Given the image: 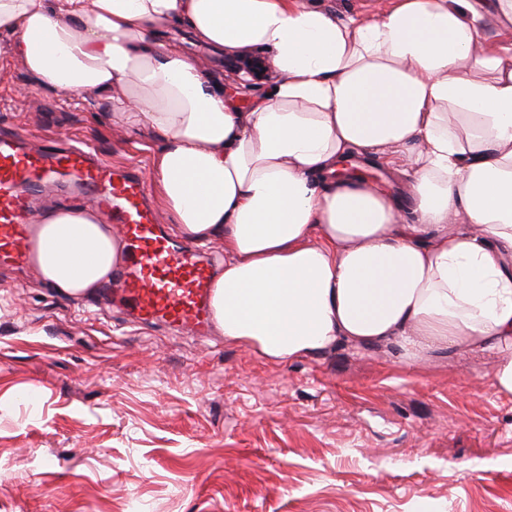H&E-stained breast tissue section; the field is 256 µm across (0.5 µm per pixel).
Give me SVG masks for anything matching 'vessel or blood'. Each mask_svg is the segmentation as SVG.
<instances>
[{
    "label": "vessel or blood",
    "instance_id": "vessel-or-blood-1",
    "mask_svg": "<svg viewBox=\"0 0 512 512\" xmlns=\"http://www.w3.org/2000/svg\"><path fill=\"white\" fill-rule=\"evenodd\" d=\"M52 190L95 202L104 222L122 234L127 249L113 274L116 301L142 321L207 334L211 274L196 246L175 244L161 229L136 173L81 147L27 146L18 137L0 138L1 257L26 264L31 213Z\"/></svg>",
    "mask_w": 512,
    "mask_h": 512
}]
</instances>
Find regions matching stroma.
<instances>
[{
	"instance_id": "stroma-1",
	"label": "stroma",
	"mask_w": 512,
	"mask_h": 512,
	"mask_svg": "<svg viewBox=\"0 0 512 512\" xmlns=\"http://www.w3.org/2000/svg\"><path fill=\"white\" fill-rule=\"evenodd\" d=\"M0 136L148 170L104 95L32 87L0 41ZM497 354L397 348L282 362L132 323L0 261V512H512Z\"/></svg>"
}]
</instances>
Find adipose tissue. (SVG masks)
Segmentation results:
<instances>
[{
    "label": "adipose tissue",
    "instance_id": "adipose-tissue-1",
    "mask_svg": "<svg viewBox=\"0 0 512 512\" xmlns=\"http://www.w3.org/2000/svg\"><path fill=\"white\" fill-rule=\"evenodd\" d=\"M512 0H391L336 20L310 0H0V37L32 86L108 97L148 132L154 196L178 236L224 245L211 308L225 339L275 361L340 346L494 350L512 395ZM245 48L277 78L241 108L188 54ZM43 44H35V35ZM412 172L407 200L340 178L355 154ZM42 281L82 297L124 242L93 209L31 229ZM177 47H184L204 68H210V52L203 46L191 45L190 38L176 27L169 28L163 37Z\"/></svg>",
    "mask_w": 512,
    "mask_h": 512
}]
</instances>
